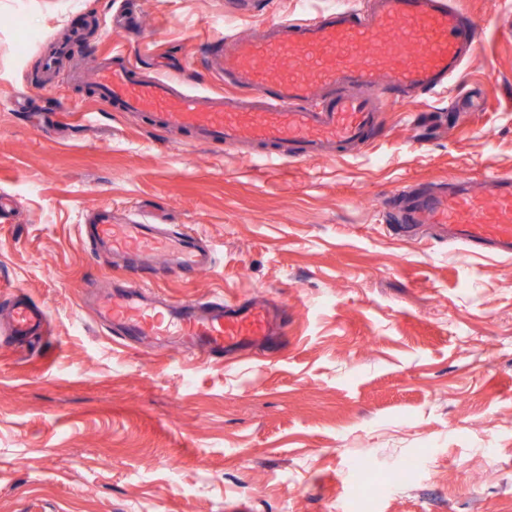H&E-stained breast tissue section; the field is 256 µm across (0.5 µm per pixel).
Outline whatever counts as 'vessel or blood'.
<instances>
[{
    "label": "vessel or blood",
    "mask_w": 512,
    "mask_h": 512,
    "mask_svg": "<svg viewBox=\"0 0 512 512\" xmlns=\"http://www.w3.org/2000/svg\"><path fill=\"white\" fill-rule=\"evenodd\" d=\"M478 25L452 0H370L367 9H336L309 20H279L256 33L210 44L205 64L234 96H202L147 78L126 58L100 66L90 79L105 106L149 116L163 131L231 149L248 143L262 157L308 162L365 143L382 126L386 99L414 100L447 88L478 41ZM394 233L428 229L470 253L512 257V174L480 183L463 176L398 193ZM92 236L127 272L125 287L88 288L97 318L120 336L142 341L175 337L199 358L234 356L267 343L278 316L261 300L223 296L165 303L141 275L158 255L182 278L210 268L209 251L179 229L136 218L113 223L96 209ZM46 320L43 309L12 310L8 335L25 336Z\"/></svg>",
    "instance_id": "vessel-or-blood-1"
}]
</instances>
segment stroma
Wrapping results in <instances>:
<instances>
[{"label": "stroma", "mask_w": 512, "mask_h": 512, "mask_svg": "<svg viewBox=\"0 0 512 512\" xmlns=\"http://www.w3.org/2000/svg\"><path fill=\"white\" fill-rule=\"evenodd\" d=\"M455 2L482 36L447 92L386 104L358 152L285 163L154 129L68 72L121 53L218 94L211 42L359 0H136L133 29L111 22L122 0H0V312L46 313L0 336V512H350L359 463L407 458L372 512H512V260L387 220L402 186L512 171V0ZM99 207L197 234L212 268H154L148 290L277 300V348L224 363L112 335L85 305L125 277L87 234ZM45 320L46 314L43 309L27 303L18 304L11 312L7 334L28 335L33 329L40 328Z\"/></svg>", "instance_id": "35a3bbf8"}]
</instances>
